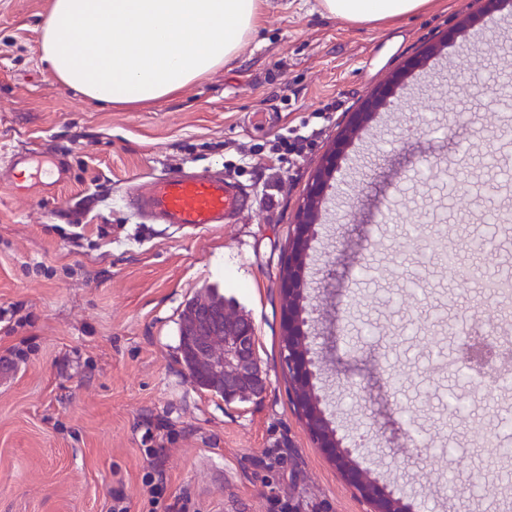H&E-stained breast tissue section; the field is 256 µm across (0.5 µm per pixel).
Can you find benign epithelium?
I'll use <instances>...</instances> for the list:
<instances>
[{
  "mask_svg": "<svg viewBox=\"0 0 512 512\" xmlns=\"http://www.w3.org/2000/svg\"><path fill=\"white\" fill-rule=\"evenodd\" d=\"M475 15L462 21L458 28L466 29L481 15H492L504 6V0H476ZM448 46V36L426 45L400 71L375 88L361 107L350 114L345 126L322 157L319 166L298 204L288 244V279L281 282L282 293L288 296V347L282 350V359L288 371L291 402L303 422L312 416L322 418L318 427L307 426L315 448L330 462L343 481L368 506L367 512H415V503L405 499L396 485L382 484L370 469L358 460L360 443L339 432L327 416L323 397L319 394L316 378L313 337L305 326V314L314 308L304 306V289L296 286L293 272L304 268L311 243L316 235V224L321 216L329 181L337 169L339 159L351 142L372 119L375 112L394 106L391 100L394 88L413 69L423 66L430 58ZM191 337L200 361V369L220 375L224 383V400L260 399L268 388L256 356V328L252 320L229 307L198 308L191 323L184 330ZM458 346L455 363L473 383L494 387L499 383L496 359L512 348V342L487 331H476L474 326L461 325L457 329Z\"/></svg>",
  "mask_w": 512,
  "mask_h": 512,
  "instance_id": "7a95c632",
  "label": "benign epithelium"
}]
</instances>
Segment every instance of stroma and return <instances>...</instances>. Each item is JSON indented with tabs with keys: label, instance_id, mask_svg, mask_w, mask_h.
Instances as JSON below:
<instances>
[{
	"label": "stroma",
	"instance_id": "35a3bbf8",
	"mask_svg": "<svg viewBox=\"0 0 512 512\" xmlns=\"http://www.w3.org/2000/svg\"><path fill=\"white\" fill-rule=\"evenodd\" d=\"M51 0H0V158L19 150L63 162L55 185L0 169V355L21 372L0 389V512H148L145 448L164 462L157 512H365L315 448L288 392L280 353L281 261L295 214L345 116L418 47L474 14L473 0H430L416 14L352 24L320 0H260L241 54L161 99L104 110L55 78L38 43ZM512 26L486 19L411 72L400 108L376 112L341 160L305 272L310 332L332 418L374 428V476L403 481L420 512H512V461L486 444L512 411V388L453 375L447 324L469 310L512 325V301L466 287L442 258L485 235L487 212L512 213ZM462 123L459 138L423 133ZM307 136L282 154L286 130ZM495 152L498 163L483 157ZM263 158L262 168L245 163ZM438 163L424 168L422 156ZM221 171L251 188L239 223L181 231L145 224L122 204L131 183L186 169ZM488 275L512 269V226L492 252L458 256ZM217 287L251 318L269 387L224 401L181 363L179 316ZM465 394L450 416L449 390ZM433 447H403L407 427ZM453 447L457 456H438ZM474 472L495 495L449 498L444 474Z\"/></svg>",
	"mask_w": 512,
	"mask_h": 512
}]
</instances>
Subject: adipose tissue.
Returning a JSON list of instances; mask_svg holds the SVG:
<instances>
[{
  "label": "adipose tissue",
  "mask_w": 512,
  "mask_h": 512,
  "mask_svg": "<svg viewBox=\"0 0 512 512\" xmlns=\"http://www.w3.org/2000/svg\"><path fill=\"white\" fill-rule=\"evenodd\" d=\"M428 0H321L352 24L414 13ZM259 0H53L38 51L52 74L112 106L157 100L238 55Z\"/></svg>",
  "instance_id": "1"
}]
</instances>
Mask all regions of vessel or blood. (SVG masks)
I'll return each mask as SVG.
<instances>
[{"instance_id":"1","label":"vessel or blood","mask_w":512,"mask_h":512,"mask_svg":"<svg viewBox=\"0 0 512 512\" xmlns=\"http://www.w3.org/2000/svg\"><path fill=\"white\" fill-rule=\"evenodd\" d=\"M28 168L51 176L54 162L19 151L9 160L10 170ZM125 204L139 219L179 229L198 230L212 224H235L251 207V194L239 183L215 171L180 172L126 188Z\"/></svg>"}]
</instances>
